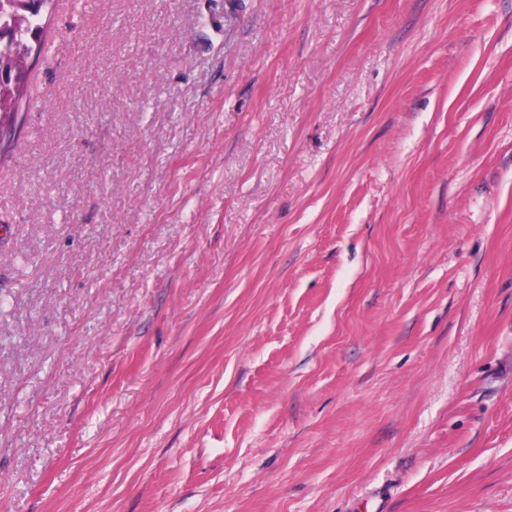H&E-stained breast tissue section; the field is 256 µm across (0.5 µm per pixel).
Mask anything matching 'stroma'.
Instances as JSON below:
<instances>
[{
  "instance_id": "obj_1",
  "label": "stroma",
  "mask_w": 512,
  "mask_h": 512,
  "mask_svg": "<svg viewBox=\"0 0 512 512\" xmlns=\"http://www.w3.org/2000/svg\"><path fill=\"white\" fill-rule=\"evenodd\" d=\"M57 3L0 512H512V0Z\"/></svg>"
}]
</instances>
